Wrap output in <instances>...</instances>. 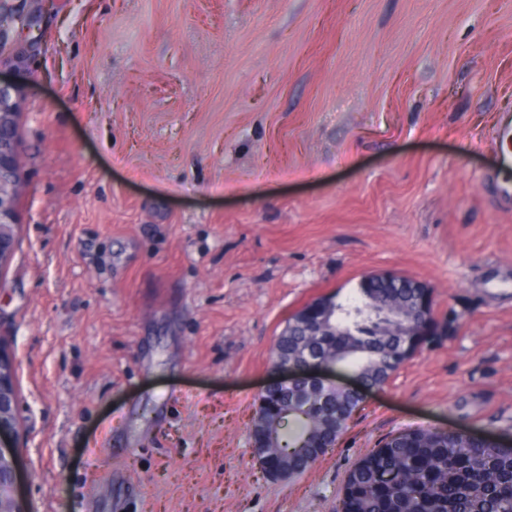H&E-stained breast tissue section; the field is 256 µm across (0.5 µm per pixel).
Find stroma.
Instances as JSON below:
<instances>
[{
	"mask_svg": "<svg viewBox=\"0 0 512 512\" xmlns=\"http://www.w3.org/2000/svg\"><path fill=\"white\" fill-rule=\"evenodd\" d=\"M0 76L25 194L0 270L27 512H334L408 427L512 439V0H49ZM444 336L308 470L250 430L289 318L373 274ZM22 98V88L18 84L0 80V132L4 126L17 121ZM498 154V166L492 174L496 186L497 200L505 208L512 205V117L501 121L493 144Z\"/></svg>",
	"mask_w": 512,
	"mask_h": 512,
	"instance_id": "stroma-1",
	"label": "stroma"
}]
</instances>
